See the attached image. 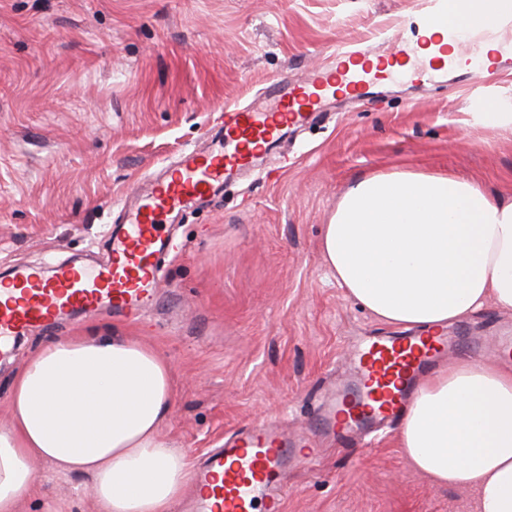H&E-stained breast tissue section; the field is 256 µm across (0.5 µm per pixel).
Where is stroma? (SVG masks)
<instances>
[{"label": "stroma", "instance_id": "35a3bbf8", "mask_svg": "<svg viewBox=\"0 0 512 512\" xmlns=\"http://www.w3.org/2000/svg\"><path fill=\"white\" fill-rule=\"evenodd\" d=\"M429 0H0V271L102 262L134 184L206 148L228 106L329 64L333 47L388 54ZM472 72L391 79L325 101L282 156L234 174L170 225L157 301L140 318L104 311L20 337L0 358V429L18 366L51 336H129L172 369L160 434L203 462L248 423L308 434L315 393L341 381L358 336L392 335L341 288L319 243L361 175L454 172L512 198V128L473 124ZM512 313L458 321L455 358L489 359ZM389 429L373 447H327L297 466L284 512H468L467 494L412 470ZM80 474L38 467L18 512H102Z\"/></svg>", "mask_w": 512, "mask_h": 512}]
</instances>
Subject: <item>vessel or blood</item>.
Returning a JSON list of instances; mask_svg holds the SVG:
<instances>
[{
  "label": "vessel or blood",
  "mask_w": 512,
  "mask_h": 512,
  "mask_svg": "<svg viewBox=\"0 0 512 512\" xmlns=\"http://www.w3.org/2000/svg\"><path fill=\"white\" fill-rule=\"evenodd\" d=\"M361 47H340L335 66L314 70L300 83L280 88L272 105L237 106L224 115L225 135L207 151L185 152L146 188L126 196L112 233V252L102 265L60 264L44 270L17 267L0 289V350L15 337L46 330L61 318L103 308L123 316L146 311L157 296L168 241L164 217L191 200L214 195L226 176L248 169L275 147L290 127L318 111L337 81L351 91L366 82L348 63L367 56ZM452 338L439 329L407 336H365L351 352L355 380L319 398L315 439L303 463L314 464L320 440L350 441L401 420L420 377L447 350ZM296 458L273 421L244 426L211 452L196 474L190 512H283L288 466Z\"/></svg>",
  "instance_id": "vessel-or-blood-1"
}]
</instances>
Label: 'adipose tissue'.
<instances>
[{
    "label": "adipose tissue",
    "instance_id": "adipose-tissue-1",
    "mask_svg": "<svg viewBox=\"0 0 512 512\" xmlns=\"http://www.w3.org/2000/svg\"><path fill=\"white\" fill-rule=\"evenodd\" d=\"M443 0L418 26V58L457 68L456 42L478 39L477 63L512 50L499 16L512 0ZM337 283L398 328L432 331L480 311L512 312V200L457 174L374 173L345 191L321 239ZM172 407L171 368L123 336H57L13 379L0 430V512H17L38 464L91 478L104 512H170L189 480L184 451L158 429ZM399 446L434 485L470 492L473 512H512V369L462 358L430 376L401 422Z\"/></svg>",
    "mask_w": 512,
    "mask_h": 512
}]
</instances>
